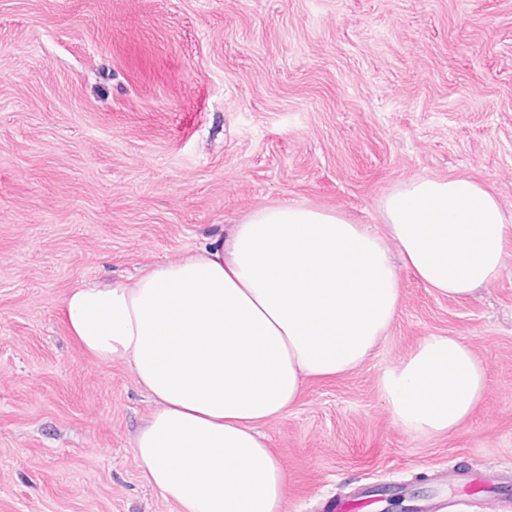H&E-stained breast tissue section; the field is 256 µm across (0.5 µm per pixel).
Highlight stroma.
<instances>
[{"instance_id": "35a3bbf8", "label": "stroma", "mask_w": 512, "mask_h": 512, "mask_svg": "<svg viewBox=\"0 0 512 512\" xmlns=\"http://www.w3.org/2000/svg\"><path fill=\"white\" fill-rule=\"evenodd\" d=\"M416 176L471 177L512 215V0H0V512H176L134 458L156 405L69 337L66 291L184 258L260 205L375 226ZM506 253L465 299L401 271L370 357L262 425L285 512L512 467ZM429 336L485 368L444 436L395 425L379 387Z\"/></svg>"}]
</instances>
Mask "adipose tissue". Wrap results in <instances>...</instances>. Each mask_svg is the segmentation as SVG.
I'll use <instances>...</instances> for the list:
<instances>
[{"mask_svg":"<svg viewBox=\"0 0 512 512\" xmlns=\"http://www.w3.org/2000/svg\"><path fill=\"white\" fill-rule=\"evenodd\" d=\"M381 220L382 235L333 210L261 205L180 261L62 297L70 337L97 364L126 361L155 402L134 454L178 512H284L286 475L261 426L307 380L368 357L397 314L399 268L464 299L498 279L512 236L498 199L464 177L403 182ZM380 388L405 432L443 435L481 402L485 370L458 338L430 336Z\"/></svg>","mask_w":512,"mask_h":512,"instance_id":"adipose-tissue-1","label":"adipose tissue"}]
</instances>
